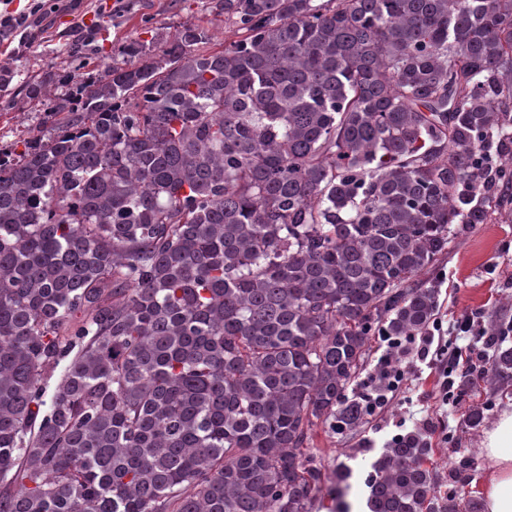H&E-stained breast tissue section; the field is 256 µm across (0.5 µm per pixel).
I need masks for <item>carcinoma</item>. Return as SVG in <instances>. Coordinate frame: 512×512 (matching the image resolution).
Masks as SVG:
<instances>
[{
    "mask_svg": "<svg viewBox=\"0 0 512 512\" xmlns=\"http://www.w3.org/2000/svg\"><path fill=\"white\" fill-rule=\"evenodd\" d=\"M217 6L220 51L184 26L26 84L68 91L0 150V512H350L313 432L362 422L373 333L426 332L410 283L504 206L477 160L512 146V0ZM429 452L387 444L371 512H482Z\"/></svg>",
    "mask_w": 512,
    "mask_h": 512,
    "instance_id": "1",
    "label": "carcinoma"
}]
</instances>
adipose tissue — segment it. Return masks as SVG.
I'll use <instances>...</instances> for the list:
<instances>
[{"mask_svg":"<svg viewBox=\"0 0 512 512\" xmlns=\"http://www.w3.org/2000/svg\"><path fill=\"white\" fill-rule=\"evenodd\" d=\"M484 454V512H512V411L504 413L490 433Z\"/></svg>","mask_w":512,"mask_h":512,"instance_id":"adipose-tissue-1","label":"adipose tissue"}]
</instances>
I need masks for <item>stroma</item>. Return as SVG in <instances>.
I'll list each match as a JSON object with an SVG mask.
<instances>
[{
  "label": "stroma",
  "instance_id": "obj_1",
  "mask_svg": "<svg viewBox=\"0 0 512 512\" xmlns=\"http://www.w3.org/2000/svg\"><path fill=\"white\" fill-rule=\"evenodd\" d=\"M215 0H81L77 9H59L46 15L39 24L22 26L0 37V64L12 68L13 83L0 89V148L14 147L20 139L37 134L50 100L61 97L63 90L51 88L48 96L31 99L25 94L28 76L47 69L81 68L99 72L96 64L77 65L67 52L75 31L97 24L102 15L114 19L103 41L104 56L112 48L137 36H149L156 49H163L181 27L200 24L211 34L209 50L223 49L235 34L224 18L214 10ZM416 286L437 285L439 308L434 320L440 336L461 315L482 311L485 319L500 318L512 322V202L496 213L491 222L458 226L447 253L431 274L415 280ZM442 378L439 369H422L414 383H404L387 392L352 430L328 433L316 430L306 453L327 469L349 465L353 474L351 487L363 491V479L383 447L398 434L420 431L433 450L431 460L440 471L461 456L473 457L477 475L468 490L482 496L487 477L483 453L487 434L502 412L512 407V382L491 385L487 379L471 377L465 395L454 408L449 421L436 413L435 398ZM480 410L483 420L478 428L466 423L469 411Z\"/></svg>",
  "mask_w": 512,
  "mask_h": 512
}]
</instances>
